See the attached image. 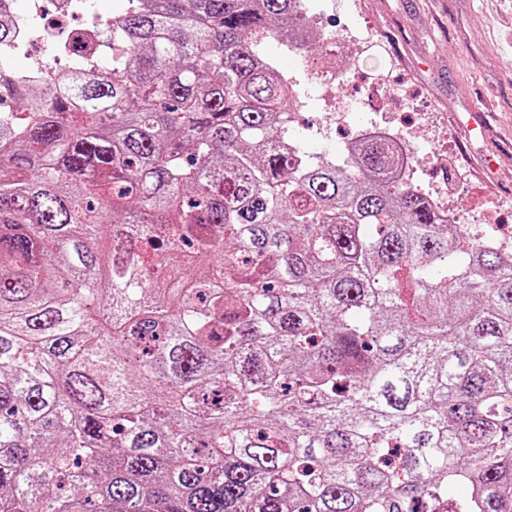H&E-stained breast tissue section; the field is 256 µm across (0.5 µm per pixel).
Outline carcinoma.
Returning a JSON list of instances; mask_svg holds the SVG:
<instances>
[{
	"label": "carcinoma",
	"mask_w": 512,
	"mask_h": 512,
	"mask_svg": "<svg viewBox=\"0 0 512 512\" xmlns=\"http://www.w3.org/2000/svg\"><path fill=\"white\" fill-rule=\"evenodd\" d=\"M109 29L0 70V512H512V251L288 137L302 0Z\"/></svg>",
	"instance_id": "carcinoma-1"
}]
</instances>
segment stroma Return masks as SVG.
Masks as SVG:
<instances>
[{
	"instance_id": "1",
	"label": "stroma",
	"mask_w": 512,
	"mask_h": 512,
	"mask_svg": "<svg viewBox=\"0 0 512 512\" xmlns=\"http://www.w3.org/2000/svg\"><path fill=\"white\" fill-rule=\"evenodd\" d=\"M354 3L380 48L363 55L351 48L339 61L337 111L411 127L421 154L447 141L446 156L422 165L420 182L447 186L461 223L512 217V0H318L325 30L343 33ZM266 50L301 96L299 123L315 133L307 152L340 155L354 127H325L327 105L301 56L274 43ZM390 63L381 112L361 79Z\"/></svg>"
}]
</instances>
